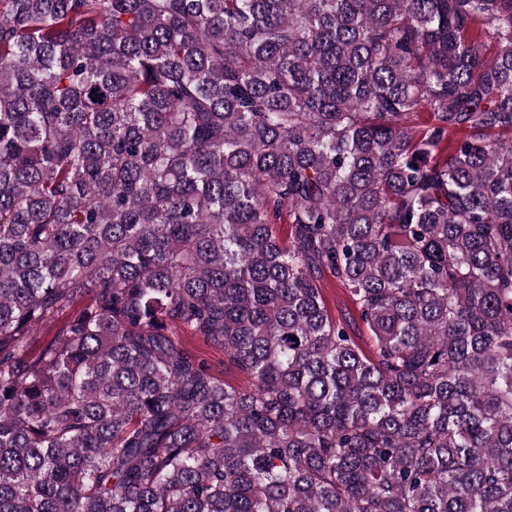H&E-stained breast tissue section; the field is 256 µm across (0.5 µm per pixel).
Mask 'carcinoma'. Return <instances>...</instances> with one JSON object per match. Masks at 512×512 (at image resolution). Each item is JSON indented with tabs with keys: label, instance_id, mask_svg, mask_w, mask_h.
<instances>
[{
	"label": "carcinoma",
	"instance_id": "cac0c4a2",
	"mask_svg": "<svg viewBox=\"0 0 512 512\" xmlns=\"http://www.w3.org/2000/svg\"><path fill=\"white\" fill-rule=\"evenodd\" d=\"M0 512H512V0H0ZM320 284L331 318L346 323L352 336L365 337L367 334L365 326L359 319L344 289L328 276H324ZM182 335L185 347L205 358L214 373L223 377L224 381L240 388L248 387L251 384L250 378L230 363L222 349L206 344L197 336Z\"/></svg>",
	"mask_w": 512,
	"mask_h": 512
}]
</instances>
